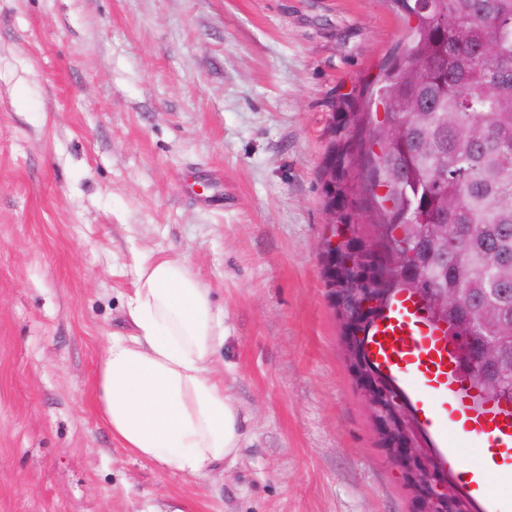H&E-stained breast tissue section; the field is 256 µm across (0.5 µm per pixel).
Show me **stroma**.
I'll return each mask as SVG.
<instances>
[{
  "instance_id": "stroma-1",
  "label": "stroma",
  "mask_w": 512,
  "mask_h": 512,
  "mask_svg": "<svg viewBox=\"0 0 512 512\" xmlns=\"http://www.w3.org/2000/svg\"><path fill=\"white\" fill-rule=\"evenodd\" d=\"M396 0H0V512H415L345 358L321 252L335 128ZM361 159L349 210L372 239ZM224 316L240 449L191 477L113 440L94 381L133 253Z\"/></svg>"
}]
</instances>
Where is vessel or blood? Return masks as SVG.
<instances>
[{
    "label": "vessel or blood",
    "mask_w": 512,
    "mask_h": 512,
    "mask_svg": "<svg viewBox=\"0 0 512 512\" xmlns=\"http://www.w3.org/2000/svg\"><path fill=\"white\" fill-rule=\"evenodd\" d=\"M456 348V340L427 321L418 300L403 291L394 295L366 339L368 357L406 395L462 494L485 512H504L489 495L487 479L493 471L512 468V407L471 386ZM464 442L480 444L484 467L465 462Z\"/></svg>",
    "instance_id": "obj_1"
}]
</instances>
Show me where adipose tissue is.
<instances>
[{
  "label": "adipose tissue",
  "mask_w": 512,
  "mask_h": 512,
  "mask_svg": "<svg viewBox=\"0 0 512 512\" xmlns=\"http://www.w3.org/2000/svg\"><path fill=\"white\" fill-rule=\"evenodd\" d=\"M131 269L132 332L102 350L99 410L136 457L205 474L234 457L241 439L239 412L213 370L224 343L221 318L181 260L139 252Z\"/></svg>",
  "instance_id": "ef3b65f1"
}]
</instances>
